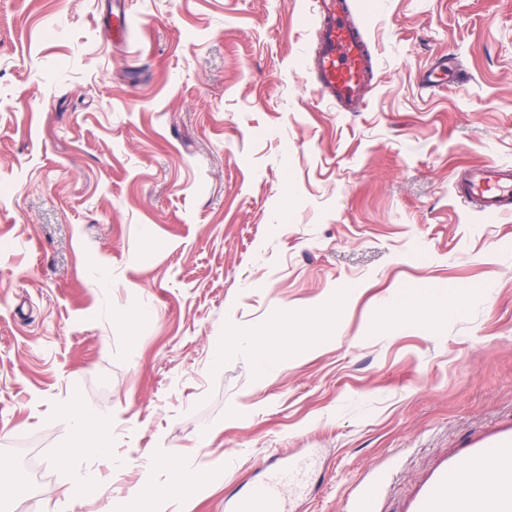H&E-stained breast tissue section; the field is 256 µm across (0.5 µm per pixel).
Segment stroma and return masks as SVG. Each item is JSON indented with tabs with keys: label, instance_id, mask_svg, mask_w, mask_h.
<instances>
[{
	"label": "stroma",
	"instance_id": "35a3bbf8",
	"mask_svg": "<svg viewBox=\"0 0 512 512\" xmlns=\"http://www.w3.org/2000/svg\"><path fill=\"white\" fill-rule=\"evenodd\" d=\"M127 2L130 55L112 0H0V512L88 467L106 490L70 512H116L154 461L158 512H224L288 454L312 460L295 512H347L379 471L403 512L512 422V218L452 191L512 162V0H348L376 60L358 112L306 77L313 0ZM442 54L462 72L423 89ZM335 301L273 374L212 364L215 337L301 333ZM74 399L111 416V456L59 460ZM187 459L202 485L170 496ZM117 11V14L113 10ZM112 15L114 18H120L114 24L110 33V39L115 44L126 45L130 36L129 18L125 13V0H116L112 4Z\"/></svg>",
	"mask_w": 512,
	"mask_h": 512
}]
</instances>
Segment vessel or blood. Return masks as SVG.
<instances>
[{
  "label": "vessel or blood",
  "mask_w": 512,
  "mask_h": 512,
  "mask_svg": "<svg viewBox=\"0 0 512 512\" xmlns=\"http://www.w3.org/2000/svg\"><path fill=\"white\" fill-rule=\"evenodd\" d=\"M317 7L320 27L317 48L306 64L309 76L339 111H360L374 75L366 35L347 0H317ZM455 72V58L435 57L423 74V85L434 88ZM453 189L476 212L512 215V163L467 166ZM308 468V460L293 456L268 464L262 479L245 495L225 501L226 512H284L281 490L303 486ZM383 492V476H374L358 487L350 512H377ZM459 496L464 497L467 512H512V424L485 431L439 462L407 501L405 512H449Z\"/></svg>",
  "instance_id": "obj_1"
}]
</instances>
